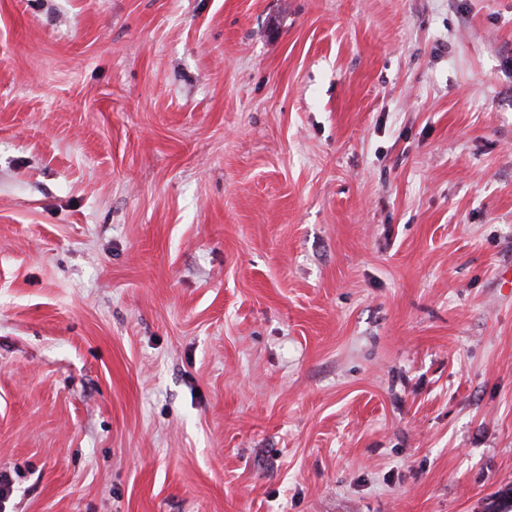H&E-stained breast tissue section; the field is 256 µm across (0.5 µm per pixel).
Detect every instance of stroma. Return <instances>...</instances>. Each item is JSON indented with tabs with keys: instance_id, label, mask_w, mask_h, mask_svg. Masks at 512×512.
<instances>
[{
	"instance_id": "stroma-1",
	"label": "stroma",
	"mask_w": 512,
	"mask_h": 512,
	"mask_svg": "<svg viewBox=\"0 0 512 512\" xmlns=\"http://www.w3.org/2000/svg\"><path fill=\"white\" fill-rule=\"evenodd\" d=\"M0 474V512H485L512 0H0Z\"/></svg>"
}]
</instances>
